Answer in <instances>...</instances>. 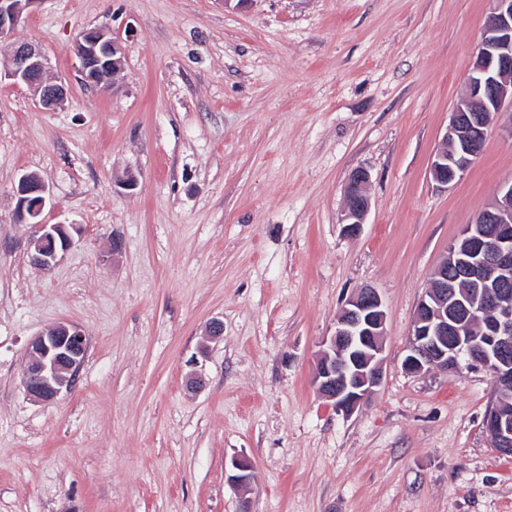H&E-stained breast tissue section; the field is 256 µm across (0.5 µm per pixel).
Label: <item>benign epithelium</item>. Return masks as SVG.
<instances>
[{"label":"benign epithelium","mask_w":512,"mask_h":512,"mask_svg":"<svg viewBox=\"0 0 512 512\" xmlns=\"http://www.w3.org/2000/svg\"><path fill=\"white\" fill-rule=\"evenodd\" d=\"M37 0H0V37L11 32ZM492 8L481 40L467 63L468 80L455 102L444 136L446 148L435 153L430 172L434 181L450 185L482 155L491 116L512 108V0H490ZM73 52L83 81L102 91L112 82L101 78L106 67L117 74L124 47L105 27L83 31ZM48 60L39 47L20 42L12 47L4 77L25 84L46 109L62 105L68 89L46 78ZM370 173L359 168L345 186L341 218L349 236L361 232L370 208L365 187ZM15 213L32 226L30 263L53 268L73 246L69 225L48 224L42 215L50 204L45 182L32 173L22 175L14 188ZM462 246L448 249L435 273L432 288L418 303L410 331L404 369L421 374L433 368L458 371L461 364L479 366L494 379L496 390L512 386V293L502 285L512 281V183L499 188L494 204L482 210L463 232ZM454 277H448V268ZM467 291L459 293V283ZM386 315L373 288L351 297L336 322L334 334L316 354L313 383L336 410L352 415L362 408L383 382ZM88 351V336L73 323H58L36 335L28 345L22 382L27 395L51 403L70 389ZM484 423L497 450L512 453V418L497 404ZM228 480L235 486L251 483L252 466L245 458L231 461Z\"/></svg>","instance_id":"1"}]
</instances>
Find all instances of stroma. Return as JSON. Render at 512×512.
<instances>
[{
  "label": "stroma",
  "instance_id": "1",
  "mask_svg": "<svg viewBox=\"0 0 512 512\" xmlns=\"http://www.w3.org/2000/svg\"><path fill=\"white\" fill-rule=\"evenodd\" d=\"M489 10L36 0L0 64L36 43L69 96L48 110L0 81V512H512V457L484 426L490 374L402 368L434 271L512 181L507 110L460 180L430 174ZM102 25L125 48L108 91L73 53ZM358 168L370 210L350 238ZM26 172L50 188L45 221L73 227L47 272L15 217ZM367 287L386 312L384 380L347 417L317 394L315 355ZM61 322L88 354L38 403L28 343ZM236 457L253 466L244 488L225 475ZM370 173L364 168L355 169L345 186V206L340 224L349 236H357L365 224L370 208L369 197L365 187L370 181Z\"/></svg>",
  "mask_w": 512,
  "mask_h": 512
}]
</instances>
